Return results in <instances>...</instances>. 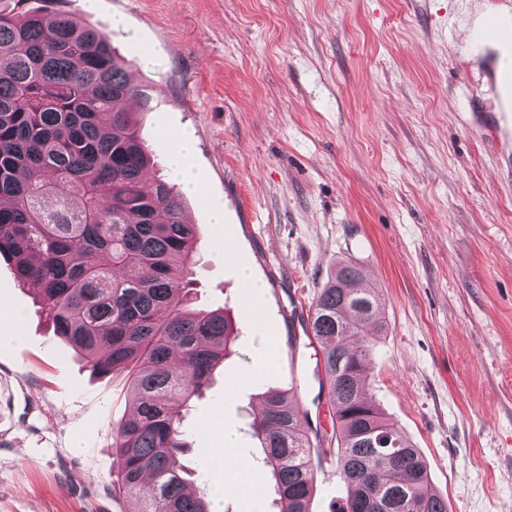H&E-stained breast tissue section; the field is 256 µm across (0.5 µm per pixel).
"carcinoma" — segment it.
Listing matches in <instances>:
<instances>
[{
  "label": "carcinoma",
  "instance_id": "1",
  "mask_svg": "<svg viewBox=\"0 0 512 512\" xmlns=\"http://www.w3.org/2000/svg\"><path fill=\"white\" fill-rule=\"evenodd\" d=\"M43 0L0 9V256L38 297L55 335L90 371L127 372L134 402L112 428V493L132 512H212L184 476L185 418L234 336L224 310L192 306L197 225L175 185L148 182L153 156L134 113L147 102L107 36ZM379 289L341 261L308 310L323 352L337 469L336 512H448L418 448L366 393L385 329ZM252 439L277 512H309L310 436L295 396H258Z\"/></svg>",
  "mask_w": 512,
  "mask_h": 512
}]
</instances>
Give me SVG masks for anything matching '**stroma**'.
Returning a JSON list of instances; mask_svg holds the SVG:
<instances>
[{
    "instance_id": "obj_1",
    "label": "stroma",
    "mask_w": 512,
    "mask_h": 512,
    "mask_svg": "<svg viewBox=\"0 0 512 512\" xmlns=\"http://www.w3.org/2000/svg\"><path fill=\"white\" fill-rule=\"evenodd\" d=\"M105 33L147 104H133L154 176L166 136L189 138L200 192L198 307L239 336L190 411L191 481L234 433L264 501L248 433L257 395L294 394L308 432L328 426L308 309L338 260L380 288L387 330L369 397L420 449L448 512H512V179L473 127L498 109L467 28L490 0H58ZM224 222H212L214 211ZM233 257H226V250ZM248 269L263 285L242 307ZM0 512H129L112 493V427L125 373L97 378L0 258ZM311 512L345 496L335 454Z\"/></svg>"
}]
</instances>
